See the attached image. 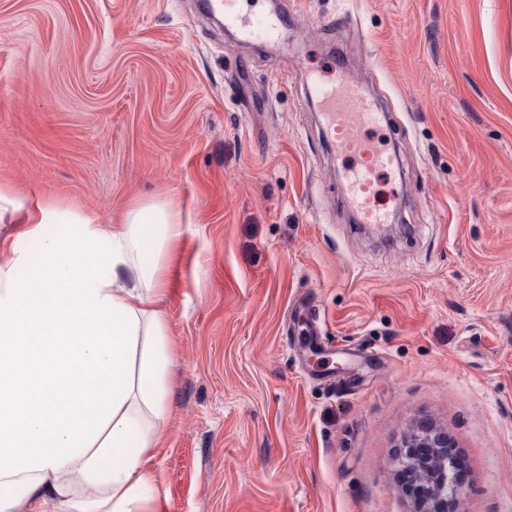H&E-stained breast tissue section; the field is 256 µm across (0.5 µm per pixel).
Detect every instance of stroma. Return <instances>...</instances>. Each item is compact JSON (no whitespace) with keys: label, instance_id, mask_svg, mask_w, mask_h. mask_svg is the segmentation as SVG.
Here are the masks:
<instances>
[{"label":"stroma","instance_id":"stroma-1","mask_svg":"<svg viewBox=\"0 0 512 512\" xmlns=\"http://www.w3.org/2000/svg\"><path fill=\"white\" fill-rule=\"evenodd\" d=\"M0 0V186L102 223L169 199L165 512H416L403 440L464 458L456 512H512V0ZM343 66L400 157L352 222L309 95ZM214 8L224 13V23L236 27L245 38L265 37L278 39L288 22L287 16H250L242 14L237 8L238 0H209Z\"/></svg>","mask_w":512,"mask_h":512}]
</instances>
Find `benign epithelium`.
<instances>
[{"instance_id": "obj_1", "label": "benign epithelium", "mask_w": 512, "mask_h": 512, "mask_svg": "<svg viewBox=\"0 0 512 512\" xmlns=\"http://www.w3.org/2000/svg\"><path fill=\"white\" fill-rule=\"evenodd\" d=\"M402 464L414 483L409 491L426 499L430 507L418 512H448V501L436 493V480L454 483L453 501L465 493V484L448 473V456L455 454V443L446 431L423 426L413 433L404 444Z\"/></svg>"}]
</instances>
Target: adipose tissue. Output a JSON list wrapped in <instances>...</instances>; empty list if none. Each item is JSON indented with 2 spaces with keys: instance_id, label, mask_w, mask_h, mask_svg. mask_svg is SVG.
Returning <instances> with one entry per match:
<instances>
[{
  "instance_id": "obj_1",
  "label": "adipose tissue",
  "mask_w": 512,
  "mask_h": 512,
  "mask_svg": "<svg viewBox=\"0 0 512 512\" xmlns=\"http://www.w3.org/2000/svg\"><path fill=\"white\" fill-rule=\"evenodd\" d=\"M38 257L0 263V512H162L153 452L172 411L161 311L182 235L169 200L100 223L22 203ZM66 227L47 236L49 219Z\"/></svg>"
}]
</instances>
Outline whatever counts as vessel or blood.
<instances>
[{
    "label": "vessel or blood",
    "mask_w": 512,
    "mask_h": 512,
    "mask_svg": "<svg viewBox=\"0 0 512 512\" xmlns=\"http://www.w3.org/2000/svg\"><path fill=\"white\" fill-rule=\"evenodd\" d=\"M238 0H210L224 13L225 25L238 28L246 38H278L287 23L283 16H250L240 12ZM311 89L324 109L331 138L348 163L347 189L363 223L383 224L387 215L379 201L377 173L391 165L382 143L369 137L370 129L380 127L383 115L367 97L361 83L343 75L331 83L313 78Z\"/></svg>",
    "instance_id": "b4317fda"
}]
</instances>
